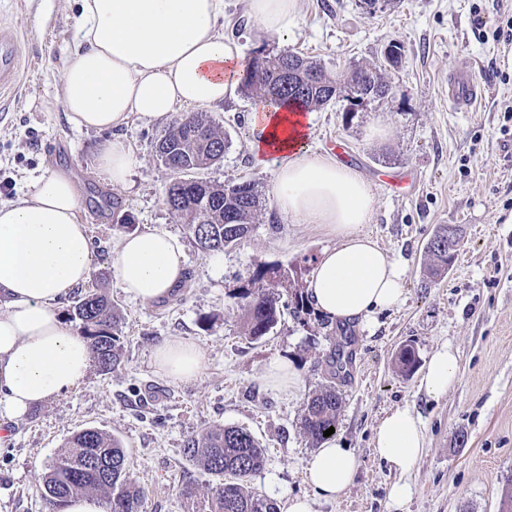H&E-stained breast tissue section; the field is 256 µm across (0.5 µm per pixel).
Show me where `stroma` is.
I'll use <instances>...</instances> for the list:
<instances>
[{
    "label": "stroma",
    "mask_w": 512,
    "mask_h": 512,
    "mask_svg": "<svg viewBox=\"0 0 512 512\" xmlns=\"http://www.w3.org/2000/svg\"><path fill=\"white\" fill-rule=\"evenodd\" d=\"M76 15L74 0H0V28L15 35L21 55L15 89L0 97V202L27 193L55 165L71 170L86 193H98L82 214L93 257L87 286L119 309L124 362L114 372L91 369L76 387L10 425V439L0 445V512H46L39 491L45 469L86 428L122 441L130 476L145 491L143 512H186L182 488L203 494L213 478L186 460L183 444L219 425L244 427L260 441L266 464L250 485L281 512L294 496L313 499L314 512H499L503 479L512 474V135L501 132L512 103V68L505 64L512 48L492 32L512 16V0H380L372 10L361 0H299L285 37L260 32L244 0H226L218 24L246 59L260 48L286 49L333 76L376 65L389 43L402 49L401 67L385 75L393 87L388 98L353 113L342 101L310 111L308 147L323 153L344 144L374 195L363 230L405 270L403 304L376 314L369 326L349 322L348 339L344 325L316 313L284 316L258 340L242 332L240 294L257 270L306 282L335 242L323 225L294 223L276 209L275 167L256 164L251 150L253 100L238 90L208 108L229 146L199 176L254 183L263 199L259 221L239 245L205 254L164 203L174 174L156 148L169 122L134 115L99 132L68 123L60 98ZM478 18L484 30L476 29ZM460 63L471 65L484 88L482 102L467 112L448 104V73ZM493 67L505 79L486 81ZM377 121L387 127L385 137H370ZM116 137L139 160L126 188L104 182L96 163L100 146ZM393 172L410 174V186H387ZM126 214L138 231L166 230L185 248L187 276L166 299L133 300L114 277L112 253ZM438 224L456 226L458 243L448 272L433 277L426 243ZM165 339L190 340L205 351L197 379L177 383L155 374L151 355ZM345 342L353 359L337 379L329 363ZM406 343L423 364L441 344L457 351L458 378L448 393L428 396L420 372H399L396 355ZM275 358L298 372L293 390L267 387L264 369ZM331 384L342 395L334 437L360 467L349 488L327 502L307 481L314 447L300 423L308 397ZM405 406L420 416L426 448L403 473L378 455L373 435L387 411ZM400 480L413 493L395 509L389 490Z\"/></svg>",
    "instance_id": "1"
}]
</instances>
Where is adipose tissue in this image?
Wrapping results in <instances>:
<instances>
[{"label":"adipose tissue","mask_w":512,"mask_h":512,"mask_svg":"<svg viewBox=\"0 0 512 512\" xmlns=\"http://www.w3.org/2000/svg\"><path fill=\"white\" fill-rule=\"evenodd\" d=\"M299 0H246L259 30L287 35ZM224 0H79L75 42L62 74V106L78 129L115 128L130 115L169 118L177 106L210 107L230 96L243 71L237 45L218 27ZM311 115L295 106L260 105L252 112V150L277 167L274 201L298 224L324 225L336 237L307 282L315 310L333 321L368 325L376 312L403 300L404 268L362 233L373 209L368 181L354 167L306 145ZM138 165L115 139L98 157L114 186L130 182ZM82 194L70 173L46 169L17 201L0 204V413L14 422L60 397L88 375V341L58 316L56 300L92 272ZM186 258L178 238L152 229L120 235L112 268L121 288L145 303L167 298L182 281ZM205 352L191 341L156 346L152 367L175 382L200 376ZM458 374L448 345L430 357L421 388L446 394ZM375 448L396 469H411L425 448L421 419L410 408L387 413ZM355 453L325 441L306 465L309 483L328 501L338 498L357 470Z\"/></svg>","instance_id":"1"}]
</instances>
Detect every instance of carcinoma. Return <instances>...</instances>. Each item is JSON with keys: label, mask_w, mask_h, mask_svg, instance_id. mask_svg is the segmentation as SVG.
<instances>
[{"label": "carcinoma", "mask_w": 512, "mask_h": 512, "mask_svg": "<svg viewBox=\"0 0 512 512\" xmlns=\"http://www.w3.org/2000/svg\"><path fill=\"white\" fill-rule=\"evenodd\" d=\"M241 88L256 103L295 104L307 110L333 100L385 98L388 84L375 67H353L330 78L324 68L294 52L262 53L249 58L240 79ZM228 148L224 132L208 115L192 113L172 124L157 145L167 168L177 167L165 196V204L184 224L195 245L204 252H220L239 244L257 223L262 208L257 187L248 183L247 193L237 186L201 180L193 173L219 162ZM456 234L440 224L426 244L431 273L441 275L454 261ZM266 271L257 272L240 298L248 300L243 334L259 339L268 335L288 310L299 318L312 312L308 295L291 289V300L264 288ZM72 319L91 343L94 363L103 373L119 368L123 349L115 333L118 315L112 301L98 291H89L74 301ZM400 371L412 373L418 358L412 346L398 357ZM342 398L336 386L312 394L306 403L302 427L315 446L326 437L323 431L336 426ZM184 454L193 464L216 478L206 495L190 485L181 493L187 512H280L276 501L248 486L249 478L265 465V451L245 428L222 426L184 442ZM48 512H64L69 499L78 494L98 495L105 512H142L144 490L129 478L127 451L120 439L96 429L75 434L67 449L48 468L41 488Z\"/></svg>", "instance_id": "cac0c4a2"}]
</instances>
